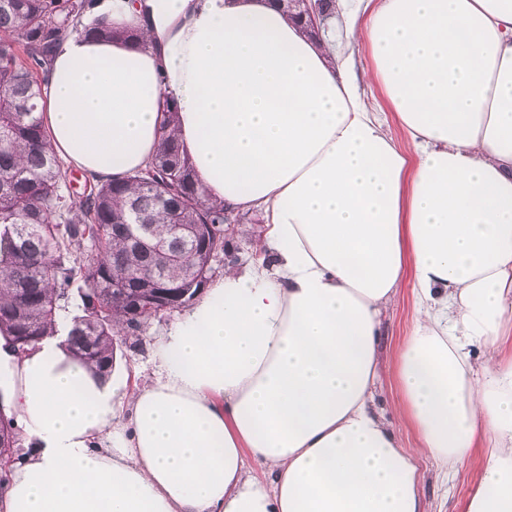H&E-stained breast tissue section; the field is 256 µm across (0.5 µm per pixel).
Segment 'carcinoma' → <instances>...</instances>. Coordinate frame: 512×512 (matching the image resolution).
Wrapping results in <instances>:
<instances>
[{
	"label": "carcinoma",
	"mask_w": 512,
	"mask_h": 512,
	"mask_svg": "<svg viewBox=\"0 0 512 512\" xmlns=\"http://www.w3.org/2000/svg\"><path fill=\"white\" fill-rule=\"evenodd\" d=\"M90 0H0V333L24 346L69 328L74 357L112 370L113 333L147 303L159 278L199 292L209 255L191 246L195 224L224 230L225 206L209 203L170 123L149 167L121 180L66 190L63 161L36 115L47 64ZM150 234L138 237L142 225ZM119 287H112V283ZM82 314L68 316L72 288Z\"/></svg>",
	"instance_id": "1"
}]
</instances>
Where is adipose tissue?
I'll list each match as a JSON object with an SVG mask.
<instances>
[{
  "label": "adipose tissue",
  "instance_id": "ef3b65f1",
  "mask_svg": "<svg viewBox=\"0 0 512 512\" xmlns=\"http://www.w3.org/2000/svg\"><path fill=\"white\" fill-rule=\"evenodd\" d=\"M340 2L315 40L271 0H94L58 45L38 111L59 157L146 168L173 101L208 199L263 212L266 252L177 315L143 386L56 337L0 338L25 446L0 512H428L422 459L457 478L476 448L465 512H512V0ZM101 22L142 38L85 36ZM405 287L416 316L386 361ZM385 369L417 447L374 408ZM361 91L364 100L373 109V111L376 112L375 114L385 123L390 134L395 139H402L403 134L397 125L393 114L391 112H383L380 110V106L383 104V96L380 87L373 82H369L362 85Z\"/></svg>",
  "mask_w": 512,
  "mask_h": 512
}]
</instances>
